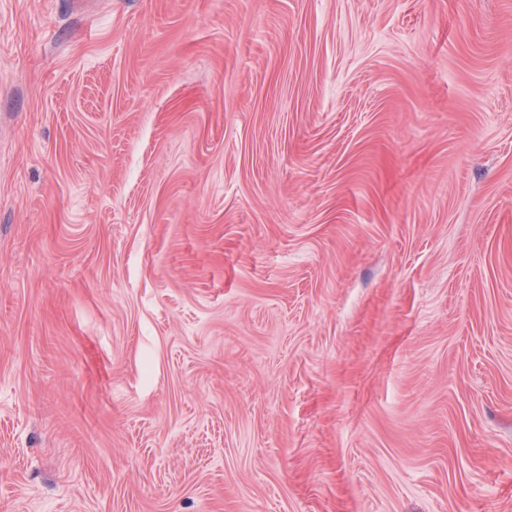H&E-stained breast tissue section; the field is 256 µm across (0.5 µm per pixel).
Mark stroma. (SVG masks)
Returning a JSON list of instances; mask_svg holds the SVG:
<instances>
[{
	"mask_svg": "<svg viewBox=\"0 0 512 512\" xmlns=\"http://www.w3.org/2000/svg\"><path fill=\"white\" fill-rule=\"evenodd\" d=\"M0 512H512V0H0Z\"/></svg>",
	"mask_w": 512,
	"mask_h": 512,
	"instance_id": "obj_1",
	"label": "stroma"
}]
</instances>
